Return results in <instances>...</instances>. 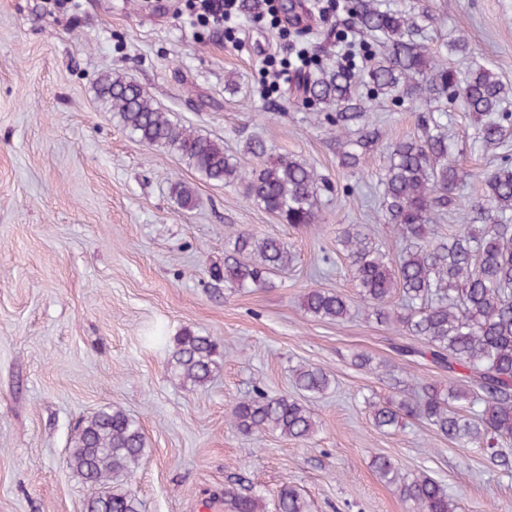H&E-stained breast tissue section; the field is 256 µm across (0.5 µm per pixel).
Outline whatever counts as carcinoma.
Wrapping results in <instances>:
<instances>
[{
    "instance_id": "cac0c4a2",
    "label": "carcinoma",
    "mask_w": 512,
    "mask_h": 512,
    "mask_svg": "<svg viewBox=\"0 0 512 512\" xmlns=\"http://www.w3.org/2000/svg\"><path fill=\"white\" fill-rule=\"evenodd\" d=\"M349 15L368 50V84L375 95L393 93L414 102L460 99L473 113L486 147L503 145L512 120L500 113L506 86L491 69L476 65L459 76L447 59L419 41L425 12L392 11L378 0H349ZM290 91L303 101L330 108L326 119L336 131L341 165L353 173L365 167L381 133L362 124L367 107L352 92V62L321 67L308 48L297 50ZM102 103L131 137L148 147L179 155L209 181L241 185L246 197L294 229L321 219V193L327 182L305 161L279 155L260 168L244 171L224 152V144L173 122L155 107L140 85L117 74H103L96 84ZM420 134L392 140L381 176L385 221L406 241L408 250L393 262L362 229L352 227L341 237L359 296L382 322L395 321L416 337L420 347L404 351L420 355L462 378L463 385L443 393L425 384L416 401L373 405L372 424L385 433L400 418L426 422L436 433L462 447L485 451L507 468L499 453L512 438V159L503 156L487 172L483 198L464 211L462 224L448 238L429 239L431 213L456 202L455 190L464 174L453 159L455 137L443 115L420 112ZM357 127V136L347 133ZM178 204L194 206L192 191L178 181L172 186ZM288 243L250 231L237 234L224 255V269L213 276L233 289L267 288L271 276L288 268ZM400 294L404 311L391 308ZM304 312L337 320L351 306L343 294L318 288L302 298ZM215 342L185 327L173 338L170 366L184 385H205L217 366ZM294 393L272 397L258 390L240 399L230 412L239 432L277 433L308 440L316 432L311 403L328 391L330 375L321 367L298 364L291 372ZM146 438L140 422L121 409L103 407L83 420L71 438L67 464L90 489L84 512H141L129 489L135 469L145 456ZM380 478L410 504L413 512H457L458 504L440 482L404 474L385 456L374 459ZM227 512H256L255 499L233 484L224 486ZM275 512H311L307 498L285 482L277 491Z\"/></svg>"
}]
</instances>
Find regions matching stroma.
<instances>
[{
	"label": "stroma",
	"mask_w": 512,
	"mask_h": 512,
	"mask_svg": "<svg viewBox=\"0 0 512 512\" xmlns=\"http://www.w3.org/2000/svg\"><path fill=\"white\" fill-rule=\"evenodd\" d=\"M0 0V512H82L86 487L66 465L74 426L111 406L141 423L148 452L132 489L142 512H200L242 479L275 512L282 483L312 512H410L372 462L441 481L459 512H512V471L482 450L461 447L426 423L376 430L370 406L412 400L426 383L447 388L429 361L405 360L409 337L377 322L357 298L338 239L353 224L371 229L391 258L402 241L382 218L384 148L363 172L340 164L322 113L286 97L281 71L296 37L270 15L232 32L193 21L184 0ZM384 8H425L432 51L465 37L475 59L449 56L467 72L492 68L512 89V0H383ZM348 15L312 13L304 41L328 61L342 45L331 34ZM106 72L141 84L174 122L223 141L244 167L262 139L271 155L307 161L330 182L322 222L295 230L246 199L242 186L208 181L167 151L131 139L96 94ZM370 119L387 138L416 135L422 107L376 97ZM455 135L465 173L459 204L482 191L479 172L502 151L484 149L462 102L431 103ZM193 188L181 208L174 182ZM288 242L295 261L268 288L231 290L209 270L224 263L236 233ZM311 288L351 297L339 321L306 315ZM220 346L210 381L174 380L169 339L182 328ZM305 362L334 378L313 402L318 431L306 442L245 436L230 412L243 396L291 391L289 369Z\"/></svg>",
	"instance_id": "1"
}]
</instances>
